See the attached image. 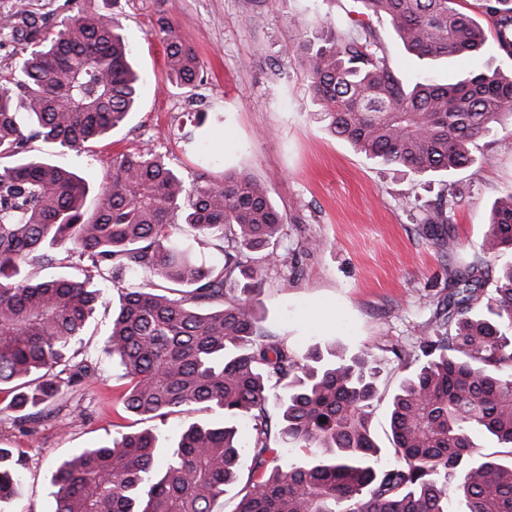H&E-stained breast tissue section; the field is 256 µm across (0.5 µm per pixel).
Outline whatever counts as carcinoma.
<instances>
[{
    "mask_svg": "<svg viewBox=\"0 0 512 512\" xmlns=\"http://www.w3.org/2000/svg\"><path fill=\"white\" fill-rule=\"evenodd\" d=\"M367 19L282 48L305 62L319 119L330 132L385 166L421 174L470 166V145L512 120V75L474 70L457 82L404 83L372 25L384 16L406 51L419 58H477L487 51L476 16L457 0H360ZM494 21L497 51L512 58V0H478ZM54 30L20 0L0 17V35L18 47L15 70L0 76V387L28 386L11 406L24 419L89 375L72 363L101 289L90 276L37 280L32 263L85 255L117 287L103 353L126 379L122 407L147 419L203 406L219 426L184 430L162 468L159 437L125 433L62 461L54 474V512H215L238 480L242 454L253 469L235 512H450L448 483L465 512H512V461L477 458L480 436L512 448V266L499 272L481 308L479 263L448 267V298L424 327L421 357L390 404L395 461L369 426L379 370L368 355L315 347L302 356L265 334L249 295L285 223L268 189L247 175L192 180L149 147L112 157V175L87 210L88 183L47 159L26 156L34 138L79 151L121 125L139 101V76L119 21L65 0ZM169 81L203 80L194 48L164 16ZM24 112L29 123L21 125ZM453 187L418 217L438 251L455 242ZM180 224L217 237L221 260L198 261L175 237ZM512 251V192L492 206L485 252ZM245 283L229 288L237 277ZM279 418L267 410L269 383ZM326 422H320L321 418ZM252 423L251 439L236 424ZM306 448L308 461L270 466L271 434ZM22 456L0 448V512L18 493Z\"/></svg>",
    "mask_w": 512,
    "mask_h": 512,
    "instance_id": "obj_1",
    "label": "carcinoma"
}]
</instances>
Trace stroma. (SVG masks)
<instances>
[{"instance_id":"35a3bbf8","label":"stroma","mask_w":512,"mask_h":512,"mask_svg":"<svg viewBox=\"0 0 512 512\" xmlns=\"http://www.w3.org/2000/svg\"><path fill=\"white\" fill-rule=\"evenodd\" d=\"M91 4L121 22L140 77L138 107L85 151L37 138L28 145L29 155L73 168L93 189L105 181L114 154L142 146L165 155L188 178L244 173L263 181L286 221L277 257L266 264L252 295L262 325L300 355L319 345L376 357L381 401L372 429L379 445L388 447V405L415 367L423 324L448 296V264L480 259L494 275L512 263L510 251L482 253L490 208L512 191V120L477 139L472 166L415 176L381 165L331 134L316 117L319 107L303 65L281 55L295 36V17H304L314 35L328 22L341 26L361 19V0ZM161 16L193 46L204 69L192 94L166 79L165 46L153 34ZM375 26L392 66L411 83L424 77L453 82L478 66L512 70V59L494 51L476 62L420 59L405 50L387 20ZM191 112L203 114L199 127L188 121ZM451 182L458 190L451 214L456 238L443 254L419 236L415 214L432 208ZM111 323V305H97L75 346L95 374L81 385L62 386L41 421L15 423L10 397L0 393V448L19 450L27 459L12 512H52L53 474L81 449L147 428L160 436L163 461L190 423L216 421L214 411L197 406L163 420L123 413L117 402L126 387L122 371L102 354Z\"/></svg>"}]
</instances>
